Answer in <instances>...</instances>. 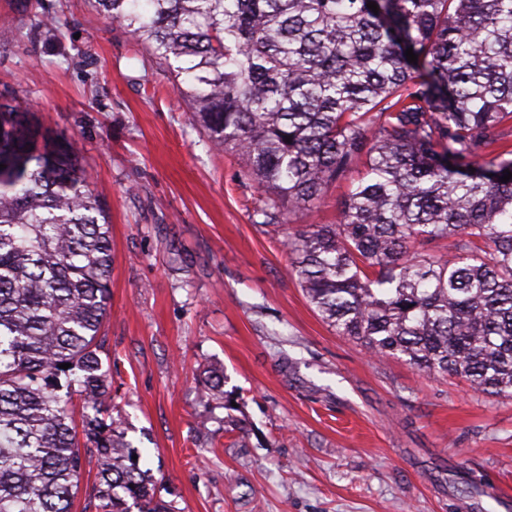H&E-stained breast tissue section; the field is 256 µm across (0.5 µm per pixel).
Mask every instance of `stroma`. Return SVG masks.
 I'll return each mask as SVG.
<instances>
[{"label": "stroma", "instance_id": "1", "mask_svg": "<svg viewBox=\"0 0 512 512\" xmlns=\"http://www.w3.org/2000/svg\"><path fill=\"white\" fill-rule=\"evenodd\" d=\"M27 35L0 0V93L71 138L112 224L111 413L179 512H512V398L373 357L310 304L260 192L165 67L93 0ZM330 187L287 228L333 224ZM221 391L207 395L213 374Z\"/></svg>", "mask_w": 512, "mask_h": 512}]
</instances>
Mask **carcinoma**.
<instances>
[{
  "instance_id": "cac0c4a2",
  "label": "carcinoma",
  "mask_w": 512,
  "mask_h": 512,
  "mask_svg": "<svg viewBox=\"0 0 512 512\" xmlns=\"http://www.w3.org/2000/svg\"><path fill=\"white\" fill-rule=\"evenodd\" d=\"M97 3L257 184L262 224H288L363 164L339 223L283 239L338 335L512 396V0ZM37 4L31 25L57 36ZM0 164V512H73L80 492L83 512H175L102 417L111 224L78 151L0 94Z\"/></svg>"
}]
</instances>
